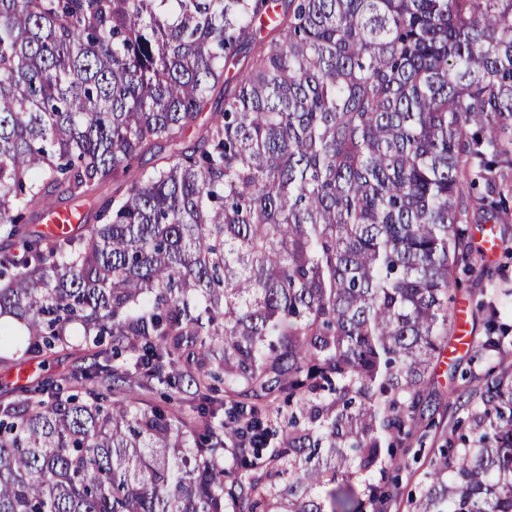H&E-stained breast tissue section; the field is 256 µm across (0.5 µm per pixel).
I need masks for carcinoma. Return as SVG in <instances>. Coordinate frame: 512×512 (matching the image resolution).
Segmentation results:
<instances>
[{
    "mask_svg": "<svg viewBox=\"0 0 512 512\" xmlns=\"http://www.w3.org/2000/svg\"><path fill=\"white\" fill-rule=\"evenodd\" d=\"M511 190L512 0H0V369L94 356L0 402V512H390ZM461 407L408 512H512V367ZM78 336L71 337V344L67 350L60 352L57 356L49 358L43 367L39 365L43 358H37L31 363L35 372L31 378H45V379H57L62 374L68 372L75 365L88 366L93 360V352L83 349L78 346ZM30 378V379H31Z\"/></svg>",
    "mask_w": 512,
    "mask_h": 512,
    "instance_id": "cac0c4a2",
    "label": "carcinoma"
}]
</instances>
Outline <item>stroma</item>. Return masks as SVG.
Returning <instances> with one entry per match:
<instances>
[{
    "label": "stroma",
    "mask_w": 512,
    "mask_h": 512,
    "mask_svg": "<svg viewBox=\"0 0 512 512\" xmlns=\"http://www.w3.org/2000/svg\"><path fill=\"white\" fill-rule=\"evenodd\" d=\"M484 288L501 289L502 294L496 301L500 317L503 322L512 324V254L504 253L500 248L485 251L482 268L467 274L463 286L455 293L456 304L466 309L469 346L457 350L452 356L460 371L458 378H451L449 363L444 362L437 366L432 375L440 404L420 454L405 457V465L400 471L404 493L417 492L420 476L430 457L442 447L452 425L463 417L464 412L454 395L456 388L463 383V375L468 373L478 378L494 367L512 366V350L492 358L479 353L478 345L485 334V320L477 304L481 299L480 291Z\"/></svg>",
    "instance_id": "35a3bbf8"
}]
</instances>
